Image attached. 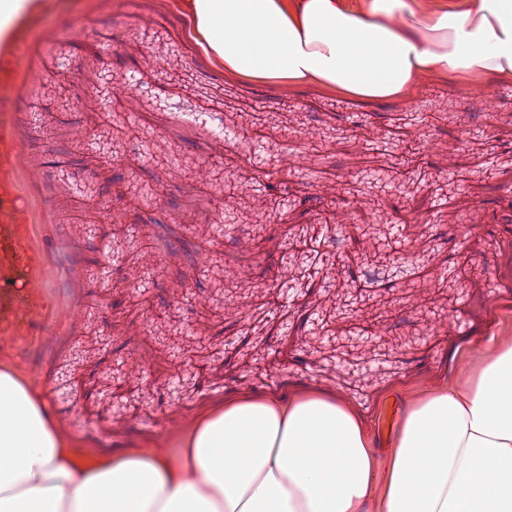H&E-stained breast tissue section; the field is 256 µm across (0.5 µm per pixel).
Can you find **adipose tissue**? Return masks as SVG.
Listing matches in <instances>:
<instances>
[{
	"mask_svg": "<svg viewBox=\"0 0 512 512\" xmlns=\"http://www.w3.org/2000/svg\"><path fill=\"white\" fill-rule=\"evenodd\" d=\"M213 65L386 99L512 75V0H176ZM0 512H512V345L407 406L377 449L340 396L250 397L181 449L89 457L48 392L0 370Z\"/></svg>",
	"mask_w": 512,
	"mask_h": 512,
	"instance_id": "ef3b65f1",
	"label": "adipose tissue"
}]
</instances>
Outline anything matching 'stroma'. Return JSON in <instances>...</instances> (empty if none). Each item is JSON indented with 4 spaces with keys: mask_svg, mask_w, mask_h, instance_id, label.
Masks as SVG:
<instances>
[{
    "mask_svg": "<svg viewBox=\"0 0 512 512\" xmlns=\"http://www.w3.org/2000/svg\"><path fill=\"white\" fill-rule=\"evenodd\" d=\"M16 28L0 151L23 153L8 186L40 318L0 333V364L46 386L88 454L177 441L240 395L337 394L381 442L387 406L480 369L471 342L512 344V101L490 110L465 76L410 99L241 80L209 63L175 0H50ZM254 142L260 163L240 169ZM339 211L350 225L318 253ZM395 224L422 238L414 274L367 280Z\"/></svg>",
    "mask_w": 512,
    "mask_h": 512,
    "instance_id": "stroma-1",
    "label": "stroma"
}]
</instances>
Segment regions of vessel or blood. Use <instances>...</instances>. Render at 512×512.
Wrapping results in <instances>:
<instances>
[{
  "label": "vessel or blood",
  "instance_id": "b4317fda",
  "mask_svg": "<svg viewBox=\"0 0 512 512\" xmlns=\"http://www.w3.org/2000/svg\"><path fill=\"white\" fill-rule=\"evenodd\" d=\"M23 214L10 201L9 192L0 193V321L27 314V290L32 282L26 277L29 258L16 236Z\"/></svg>",
  "mask_w": 512,
  "mask_h": 512
}]
</instances>
